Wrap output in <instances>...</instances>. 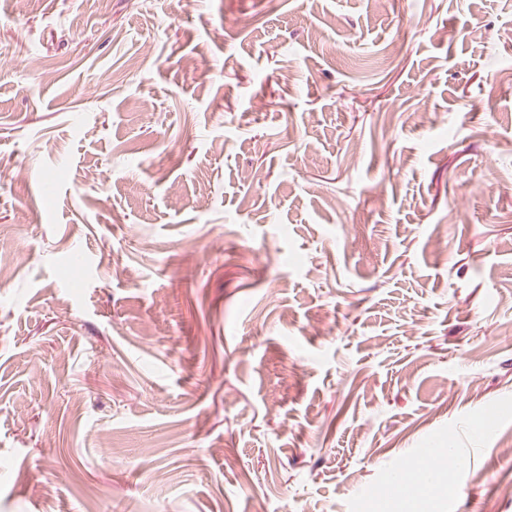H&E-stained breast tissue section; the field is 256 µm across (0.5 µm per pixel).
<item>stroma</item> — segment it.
<instances>
[{
	"label": "stroma",
	"mask_w": 512,
	"mask_h": 512,
	"mask_svg": "<svg viewBox=\"0 0 512 512\" xmlns=\"http://www.w3.org/2000/svg\"><path fill=\"white\" fill-rule=\"evenodd\" d=\"M0 251V512H512V0H0Z\"/></svg>",
	"instance_id": "35a3bbf8"
}]
</instances>
